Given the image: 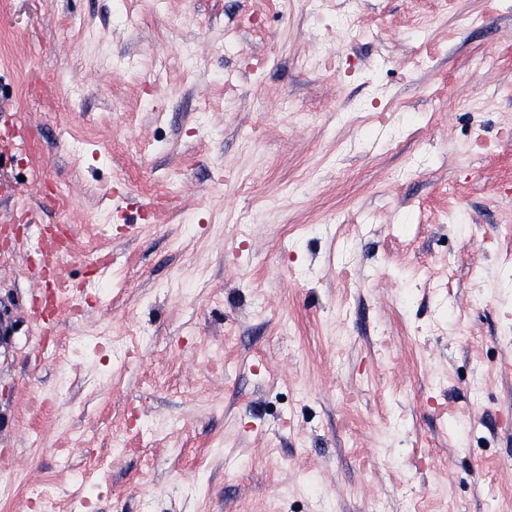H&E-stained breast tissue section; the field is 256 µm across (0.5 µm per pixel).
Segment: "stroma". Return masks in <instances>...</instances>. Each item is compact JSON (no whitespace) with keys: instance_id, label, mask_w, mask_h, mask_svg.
<instances>
[{"instance_id":"35a3bbf8","label":"stroma","mask_w":512,"mask_h":512,"mask_svg":"<svg viewBox=\"0 0 512 512\" xmlns=\"http://www.w3.org/2000/svg\"><path fill=\"white\" fill-rule=\"evenodd\" d=\"M1 330L0 512H512V0H0Z\"/></svg>"}]
</instances>
